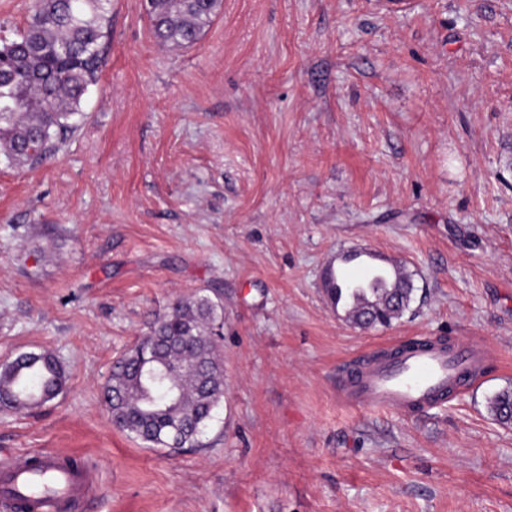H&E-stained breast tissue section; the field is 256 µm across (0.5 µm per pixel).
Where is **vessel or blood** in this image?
<instances>
[{
	"label": "vessel or blood",
	"mask_w": 512,
	"mask_h": 512,
	"mask_svg": "<svg viewBox=\"0 0 512 512\" xmlns=\"http://www.w3.org/2000/svg\"><path fill=\"white\" fill-rule=\"evenodd\" d=\"M491 355L490 348L480 343L451 348L441 343L404 344L398 356L371 360L348 370L336 394L353 408L422 413L480 377ZM88 484L84 469L63 466L53 454L40 455L35 467L21 457L0 469V496L13 500L28 496L38 501L43 512H50L57 501L81 498Z\"/></svg>",
	"instance_id": "vessel-or-blood-1"
}]
</instances>
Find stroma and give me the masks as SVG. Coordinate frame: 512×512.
I'll return each mask as SVG.
<instances>
[{"label":"stroma","instance_id":"1","mask_svg":"<svg viewBox=\"0 0 512 512\" xmlns=\"http://www.w3.org/2000/svg\"><path fill=\"white\" fill-rule=\"evenodd\" d=\"M105 65L47 160L0 156V364L63 391L0 411V464L96 466L82 512H512V0H222L194 45L111 0ZM363 249L414 277L360 329L321 284ZM224 306V401L199 446L150 448L102 401L176 297ZM421 336L483 377L424 415L343 405L347 366ZM64 384L63 367L53 355L32 352L18 357L1 366L3 409L22 412L19 403L38 405L49 402L62 392ZM491 413L501 423H512V388H504L496 392L489 401Z\"/></svg>","mask_w":512,"mask_h":512}]
</instances>
